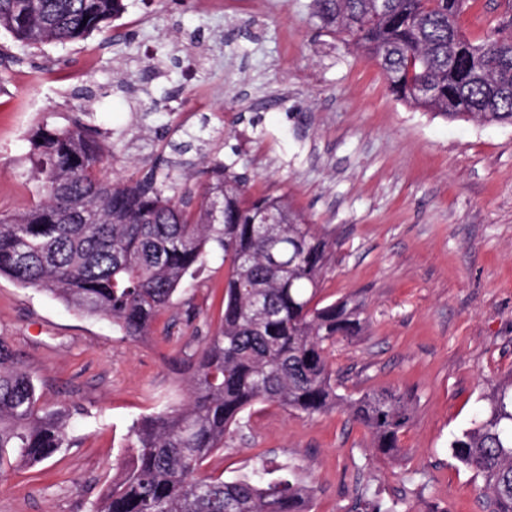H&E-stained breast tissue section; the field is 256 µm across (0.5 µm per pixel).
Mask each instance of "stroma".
<instances>
[{
    "mask_svg": "<svg viewBox=\"0 0 512 512\" xmlns=\"http://www.w3.org/2000/svg\"><path fill=\"white\" fill-rule=\"evenodd\" d=\"M124 4L111 30L64 45L24 50L0 30V212L39 198L38 127L84 115L115 177L203 130L178 192L200 191L217 158L247 174L249 196H289L335 235L320 297L356 298L366 320L330 349L337 391L392 389L415 404L393 458L346 410L258 404L204 474L293 467L314 489L310 512H357L365 484L399 512H485L481 478L448 443L512 376V125L397 101L371 60L322 27L313 0ZM511 15L512 0H473L460 26L477 38ZM227 273L208 257L143 340L0 277V339L47 398L80 414L49 471L0 473V512H90L129 460L133 421L182 400L170 341L200 351L223 315Z\"/></svg>",
    "mask_w": 512,
    "mask_h": 512,
    "instance_id": "stroma-1",
    "label": "stroma"
}]
</instances>
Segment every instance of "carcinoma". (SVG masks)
Returning a JSON list of instances; mask_svg holds the SVG:
<instances>
[{"label": "carcinoma", "mask_w": 512, "mask_h": 512, "mask_svg": "<svg viewBox=\"0 0 512 512\" xmlns=\"http://www.w3.org/2000/svg\"><path fill=\"white\" fill-rule=\"evenodd\" d=\"M470 0H316L324 27L373 60L401 102L450 121L512 124V23L472 39L459 25ZM122 0H0V29L23 48L102 32ZM40 199L0 214V275L39 288L124 336L153 334L160 313L208 255L229 265L224 314L193 356L183 401L132 425L131 462L93 512H306L312 488L258 468L205 476L209 456L246 410L275 403L313 416L344 407L375 453L398 452L414 404L389 390L336 392L328 349L364 327L362 305L317 297L336 239L285 195L246 196L248 178L216 162L203 191L166 195L174 164L110 178L99 131L76 116L30 140ZM75 411L49 401L0 339V471L37 467L69 446ZM484 481L488 512H512V379L484 397L479 418L449 444Z\"/></svg>", "instance_id": "cac0c4a2"}]
</instances>
